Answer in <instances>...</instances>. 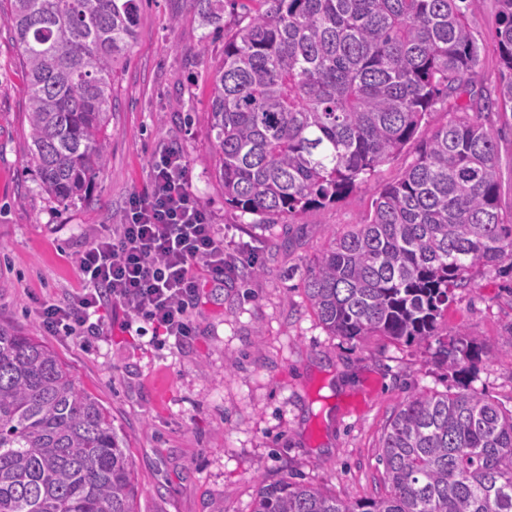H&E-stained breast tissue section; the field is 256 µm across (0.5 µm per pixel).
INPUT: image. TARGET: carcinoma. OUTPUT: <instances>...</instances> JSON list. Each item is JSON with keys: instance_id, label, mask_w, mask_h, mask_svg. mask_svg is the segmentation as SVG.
<instances>
[{"instance_id": "carcinoma-1", "label": "carcinoma", "mask_w": 512, "mask_h": 512, "mask_svg": "<svg viewBox=\"0 0 512 512\" xmlns=\"http://www.w3.org/2000/svg\"><path fill=\"white\" fill-rule=\"evenodd\" d=\"M220 26L224 0H192ZM478 0H230L211 82L210 136L224 203L296 216L339 201L416 143L400 179L335 237L303 281L336 336L438 341L466 373L487 355L438 332L476 268L512 269L485 116L512 112V0H499L496 98L431 131L439 97L473 87ZM138 0H9L26 73L30 161L60 202L89 196L108 159L112 80L135 36ZM387 492L348 502L288 478L260 482L254 512H512V409L475 391L405 398L382 438ZM137 480L112 417L57 355L0 326V512H136Z\"/></svg>"}]
</instances>
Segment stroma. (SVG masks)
Masks as SVG:
<instances>
[{
    "label": "stroma",
    "mask_w": 512,
    "mask_h": 512,
    "mask_svg": "<svg viewBox=\"0 0 512 512\" xmlns=\"http://www.w3.org/2000/svg\"><path fill=\"white\" fill-rule=\"evenodd\" d=\"M498 12V0H479L469 14L485 95L501 76ZM223 25H202L191 0H141L112 83L109 162L89 197L63 203L29 162L21 52L0 21V324L37 336L108 409L128 438L139 512H252L260 480L291 476L346 501L371 498L383 488L382 437L407 396L466 385L512 408V270L474 271L440 321L442 335L462 328L489 349L467 375L438 363L432 345L329 333L303 279L332 238L368 214L374 188L289 219L225 206L209 85L237 13L225 9ZM491 131L498 205L512 216V115L494 118ZM170 145L225 241L254 253L264 275L204 288L189 310L195 334L177 349L124 329L118 308L102 311L98 338L45 332L40 302L81 290L77 252L119 223L130 195L148 187L155 153Z\"/></svg>",
    "instance_id": "stroma-1"
}]
</instances>
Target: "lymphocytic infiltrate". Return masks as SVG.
Masks as SVG:
<instances>
[{
  "instance_id": "obj_1",
  "label": "lymphocytic infiltrate",
  "mask_w": 512,
  "mask_h": 512,
  "mask_svg": "<svg viewBox=\"0 0 512 512\" xmlns=\"http://www.w3.org/2000/svg\"><path fill=\"white\" fill-rule=\"evenodd\" d=\"M256 258L229 251L209 212L189 189L184 156L161 150L148 193L129 197L119 224L95 237L76 256L81 293L64 302H42L40 319L51 333H104L100 312L121 308L128 325L183 345L192 335L188 308L203 278L236 277Z\"/></svg>"
}]
</instances>
